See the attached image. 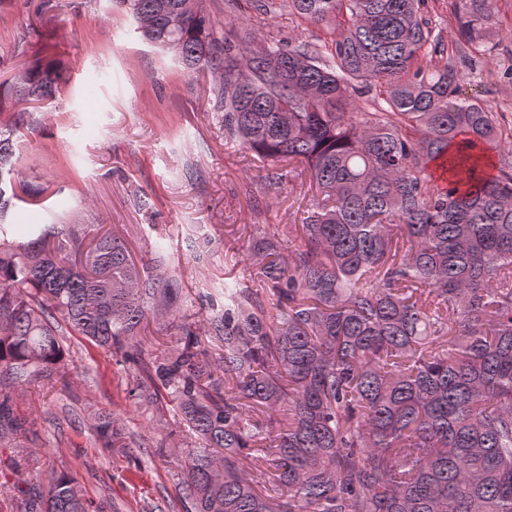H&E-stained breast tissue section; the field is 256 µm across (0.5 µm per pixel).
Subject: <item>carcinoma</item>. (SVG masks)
<instances>
[{
	"label": "carcinoma",
	"mask_w": 512,
	"mask_h": 512,
	"mask_svg": "<svg viewBox=\"0 0 512 512\" xmlns=\"http://www.w3.org/2000/svg\"><path fill=\"white\" fill-rule=\"evenodd\" d=\"M142 38L189 72L217 74L224 137L273 163L308 167L324 196L301 224L253 225L249 278L224 305L179 323L177 272L139 269L126 243L87 225L3 222L29 104L63 78L37 61L0 82V441L31 450L37 418L14 399L66 376L63 336L119 359L127 398L177 414L174 449L191 512H512V172L484 171L512 139L461 97L432 39L425 0H289L325 28L321 45L232 39L204 0H120ZM497 0H455L472 51ZM380 105L354 118L351 91ZM177 345L149 357L148 312ZM94 445L131 437L98 412ZM16 486V512H107L67 468Z\"/></svg>",
	"instance_id": "cac0c4a2"
}]
</instances>
